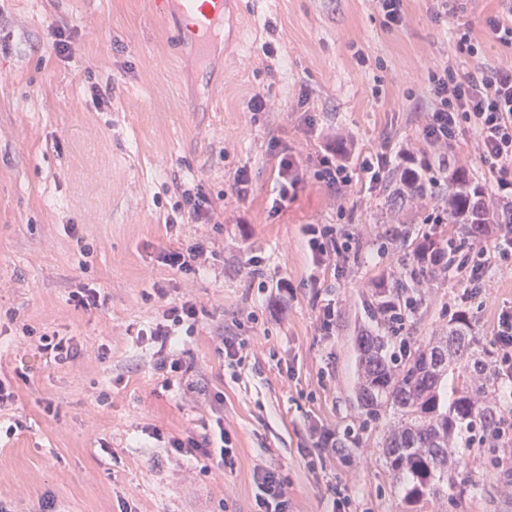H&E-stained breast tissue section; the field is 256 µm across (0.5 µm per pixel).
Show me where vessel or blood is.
I'll use <instances>...</instances> for the list:
<instances>
[{
  "label": "vessel or blood",
  "mask_w": 512,
  "mask_h": 512,
  "mask_svg": "<svg viewBox=\"0 0 512 512\" xmlns=\"http://www.w3.org/2000/svg\"><path fill=\"white\" fill-rule=\"evenodd\" d=\"M241 0H151L156 14L177 16L179 35L197 61L209 60L221 45L230 14Z\"/></svg>",
  "instance_id": "1"
}]
</instances>
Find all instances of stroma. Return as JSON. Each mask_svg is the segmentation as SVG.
Returning <instances> with one entry per match:
<instances>
[{
    "mask_svg": "<svg viewBox=\"0 0 512 512\" xmlns=\"http://www.w3.org/2000/svg\"><path fill=\"white\" fill-rule=\"evenodd\" d=\"M405 6L406 24L389 27L371 0H242L239 36L202 66L148 0H0V378L14 391L0 406L1 501L15 512H257L254 474L274 468L291 512H328L338 498L345 512H512V483L490 463L512 450L483 445L463 449L456 466L466 493L407 504L379 448L389 419L364 423L355 400L365 301L402 264L383 238L412 218L444 238L463 230L430 222L448 182L423 136L428 71L512 66V46L486 23L502 14L500 0H458L456 18L442 21L435 0ZM458 19L479 58L456 53ZM259 91L269 109L254 113ZM338 135L363 156L415 147L432 183L422 207L398 208L390 176L374 183L357 168L345 194L310 174L272 212L271 139L312 171ZM450 153L496 190L469 130ZM243 166L248 223H171L182 191L196 186L234 214ZM306 224L332 225L350 256L313 270ZM198 241L207 254L196 274L162 264L164 251ZM255 272L270 289L251 287ZM282 278L293 290L286 301L272 287ZM81 288L97 289L102 306L75 308L69 297ZM419 294L402 336L429 342L465 309L492 348L500 313L512 309V262H493L475 299L452 273L422 281ZM187 299L200 314L175 348L188 370L168 388L142 333ZM42 334L74 338L81 357L55 363ZM221 336L241 342L239 365L225 364ZM17 420L22 429L7 435ZM219 425L234 469L166 447ZM321 428L358 431L350 460L316 448Z\"/></svg>",
    "mask_w": 512,
    "mask_h": 512,
    "instance_id": "35a3bbf8",
    "label": "stroma"
}]
</instances>
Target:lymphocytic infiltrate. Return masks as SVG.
<instances>
[{"instance_id":"f902f5d3","label":"lymphocytic infiltrate","mask_w":512,"mask_h":512,"mask_svg":"<svg viewBox=\"0 0 512 512\" xmlns=\"http://www.w3.org/2000/svg\"><path fill=\"white\" fill-rule=\"evenodd\" d=\"M430 106L423 128L427 142L440 147H450L455 140L461 120H469V128L480 147V160L490 172L498 176V189L511 187L505 178L512 166V67L488 68L482 65L456 77L450 68H435L428 75ZM271 149L278 161V183L272 211H279L284 203L293 199L304 180L303 168L286 144L272 142ZM400 162L405 170H413L418 162L414 150L406 148L398 156L381 151L353 164L351 152L326 146L318 159L314 176L327 186L343 190L352 183V170L361 167L371 181H379L382 172L392 162ZM182 221L186 224H221L247 221L246 210H239L232 217H225L223 200L211 199L203 191L184 190ZM313 268L319 269L343 258L349 250L348 243L338 241L333 230L323 224H306L302 227ZM164 323L149 329L151 341L158 343L155 368L171 378H178L183 365L174 353L176 331L184 324L198 321L194 302L185 300L169 307ZM171 451L201 457L222 467H233L234 453L227 434L217 438L193 436L173 437L168 441Z\"/></svg>"}]
</instances>
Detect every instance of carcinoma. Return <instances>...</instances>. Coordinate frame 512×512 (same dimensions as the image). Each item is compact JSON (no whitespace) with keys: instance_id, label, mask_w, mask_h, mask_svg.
<instances>
[{"instance_id":"cac0c4a2","label":"carcinoma","mask_w":512,"mask_h":512,"mask_svg":"<svg viewBox=\"0 0 512 512\" xmlns=\"http://www.w3.org/2000/svg\"><path fill=\"white\" fill-rule=\"evenodd\" d=\"M403 196H423L426 186L419 175L402 170L394 175ZM484 189L467 171L448 170V197L441 208L448 220L469 228L497 224L499 213L483 202ZM404 251V272L395 280L375 286L367 316L395 334L420 304L422 280L465 267L466 240L439 238L411 224L388 237L381 249ZM391 337L366 329L356 338L360 381L357 406L363 425L391 410L396 423L381 446L386 466L413 501L456 487L449 472L452 456L461 448L486 441L497 448L512 447V398L499 384V367L491 353L473 336V324L465 310L448 321V334L413 348L401 342L391 349Z\"/></svg>"}]
</instances>
